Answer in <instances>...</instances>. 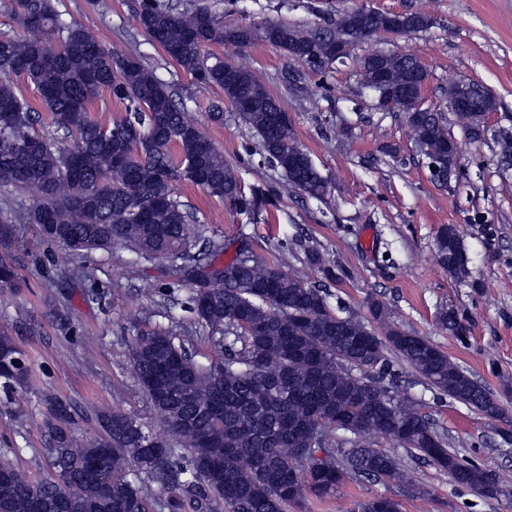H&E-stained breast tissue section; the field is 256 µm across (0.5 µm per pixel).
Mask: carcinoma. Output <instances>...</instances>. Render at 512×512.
Returning a JSON list of instances; mask_svg holds the SVG:
<instances>
[{"mask_svg": "<svg viewBox=\"0 0 512 512\" xmlns=\"http://www.w3.org/2000/svg\"><path fill=\"white\" fill-rule=\"evenodd\" d=\"M14 37H0V182L35 193L24 212L0 211V286L11 288L10 258L18 225L37 224L71 257L128 248L140 259L166 258L187 287L182 321L224 344V359L202 367L185 338L147 325L138 328L131 360L141 388L163 425L178 437L164 443L118 410L82 413L70 401L43 393V430L51 473L34 481L0 457V512H150L144 484L166 486L167 512H287L307 495L331 496L347 479H386L415 487L397 460L376 447L384 438L484 498L509 493L495 471L466 462L413 401L396 395L388 353L449 399L498 420L503 408L485 386L429 339L387 322V309L367 301L377 335L358 316L333 310L322 290L241 246L225 262L221 250L191 252L193 215L172 183L187 180L249 219L269 223L275 202L261 186L245 192L238 172L210 135L178 109L173 94L137 53L105 50L88 29L66 25L51 0H14ZM138 23L193 79L215 85L259 139L265 161L287 185L320 200L327 181L295 139L292 123L255 76L228 59L208 63L211 44L241 47L262 37L313 73L365 37L348 12L313 32L284 24L257 31L224 26L206 7L174 12L144 0ZM432 19L405 12L375 13L365 30L416 33ZM360 67L367 88L384 85L381 106L400 112L417 152L446 174H457L461 150L441 112H418L412 98L426 73L410 54L368 55ZM27 76L54 122L70 134L62 144L35 130L36 109L16 94L11 78ZM125 105L126 115L104 125L90 115L100 92ZM471 137L485 131L476 112H458ZM180 154L175 166L171 148ZM438 262L456 279L468 275V255L454 224L436 235ZM211 268L212 281L196 284ZM442 325L467 336L464 317L450 310ZM28 365L11 336L0 334V389L22 394ZM101 435L73 446L77 421ZM340 434L334 444L329 436ZM353 512H400L389 497H369Z\"/></svg>", "mask_w": 512, "mask_h": 512, "instance_id": "1", "label": "carcinoma"}]
</instances>
